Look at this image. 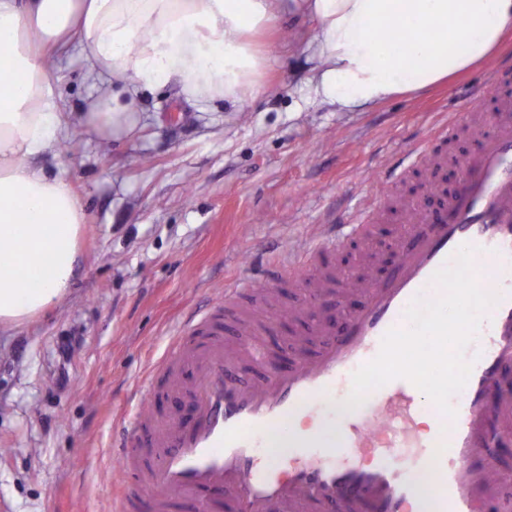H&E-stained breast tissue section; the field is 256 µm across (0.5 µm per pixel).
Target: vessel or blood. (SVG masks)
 Listing matches in <instances>:
<instances>
[{
    "label": "vessel or blood",
    "mask_w": 512,
    "mask_h": 512,
    "mask_svg": "<svg viewBox=\"0 0 512 512\" xmlns=\"http://www.w3.org/2000/svg\"><path fill=\"white\" fill-rule=\"evenodd\" d=\"M469 135L481 139L475 152H445ZM406 158L435 177L454 166L460 186L438 209L425 196L405 205L390 247L394 266L349 278L362 297L357 311L343 309L339 276L322 258L369 232L359 212L328 225L304 258L268 264L261 277L225 289L208 312L176 329L139 414L116 443L121 465L151 458L144 512H166L174 500L188 512H495L497 486L486 475L497 466L494 450L512 414V101L451 117ZM464 244L476 249L481 288L498 301L467 355L472 369L452 401L454 421L398 378L326 431L316 414L349 396L353 373L378 356L415 297L441 295L433 276ZM288 286L301 295L289 317L313 313L316 340L287 361L262 337L277 323L273 289ZM245 302L256 314L242 321L237 349L225 351V313ZM424 415L435 421L427 436L418 431ZM362 448L373 451L370 465L352 458Z\"/></svg>",
    "instance_id": "vessel-or-blood-1"
}]
</instances>
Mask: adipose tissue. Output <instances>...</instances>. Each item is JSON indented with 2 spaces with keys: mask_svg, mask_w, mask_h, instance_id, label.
I'll return each mask as SVG.
<instances>
[{
  "mask_svg": "<svg viewBox=\"0 0 512 512\" xmlns=\"http://www.w3.org/2000/svg\"><path fill=\"white\" fill-rule=\"evenodd\" d=\"M287 0H0V327L56 306L74 276L85 213L34 158L63 135L47 51L78 46L108 92L87 126L134 130L144 87L175 80L185 101H244L262 89L258 36ZM314 25L317 91L339 107L449 85L512 39V0H297Z\"/></svg>",
  "mask_w": 512,
  "mask_h": 512,
  "instance_id": "ef3b65f1",
  "label": "adipose tissue"
}]
</instances>
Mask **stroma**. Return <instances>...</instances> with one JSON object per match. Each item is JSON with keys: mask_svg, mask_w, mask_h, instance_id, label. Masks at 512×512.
<instances>
[{"mask_svg": "<svg viewBox=\"0 0 512 512\" xmlns=\"http://www.w3.org/2000/svg\"><path fill=\"white\" fill-rule=\"evenodd\" d=\"M311 22L283 15L256 98L185 102L176 85L141 90L133 135L80 131L100 89L72 49L49 56L65 137L38 164L84 206L76 274L63 301L0 329V512H113V440L137 387L191 312L267 258L299 254L383 181L411 198L409 146L473 95L494 105L492 62L418 97L343 109L315 92ZM81 342L61 359L62 337Z\"/></svg>", "mask_w": 512, "mask_h": 512, "instance_id": "35a3bbf8", "label": "stroma"}]
</instances>
